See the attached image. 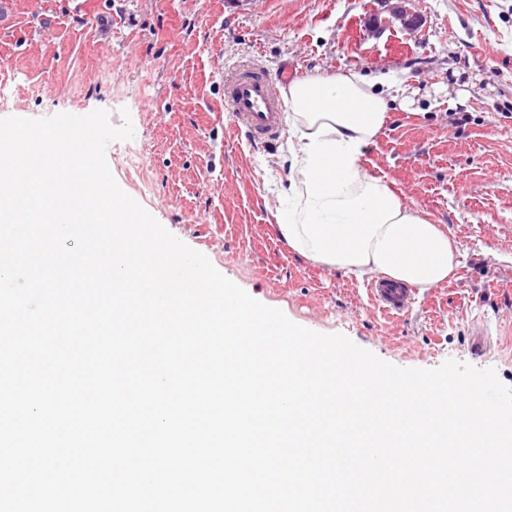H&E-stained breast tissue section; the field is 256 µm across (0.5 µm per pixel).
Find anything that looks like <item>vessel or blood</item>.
<instances>
[{
    "mask_svg": "<svg viewBox=\"0 0 512 512\" xmlns=\"http://www.w3.org/2000/svg\"><path fill=\"white\" fill-rule=\"evenodd\" d=\"M227 98L235 121L249 139L265 143L279 135L282 105L265 73L243 70L229 84ZM370 292L380 308L394 314L403 312L410 299L409 289L383 278L374 281Z\"/></svg>",
    "mask_w": 512,
    "mask_h": 512,
    "instance_id": "vessel-or-blood-1",
    "label": "vessel or blood"
}]
</instances>
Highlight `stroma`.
<instances>
[{"label":"stroma","mask_w":512,"mask_h":512,"mask_svg":"<svg viewBox=\"0 0 512 512\" xmlns=\"http://www.w3.org/2000/svg\"><path fill=\"white\" fill-rule=\"evenodd\" d=\"M8 15L0 118L130 116L133 138L106 149L119 187L254 299L396 366L453 359L512 387V0H10ZM244 64L414 89L362 169L447 231V281L389 314L367 282L288 248L275 228L288 135L250 141L224 102Z\"/></svg>","instance_id":"1"}]
</instances>
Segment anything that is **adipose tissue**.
I'll use <instances>...</instances> for the list:
<instances>
[{"label":"adipose tissue","mask_w":512,"mask_h":512,"mask_svg":"<svg viewBox=\"0 0 512 512\" xmlns=\"http://www.w3.org/2000/svg\"><path fill=\"white\" fill-rule=\"evenodd\" d=\"M400 82L375 89L362 75H313L281 87L288 108V202L277 230L313 263L357 280L381 273L426 293L454 272L458 250L438 225L360 167Z\"/></svg>","instance_id":"obj_1"}]
</instances>
